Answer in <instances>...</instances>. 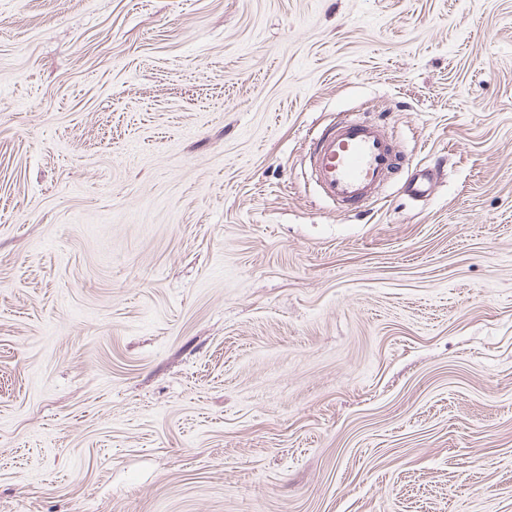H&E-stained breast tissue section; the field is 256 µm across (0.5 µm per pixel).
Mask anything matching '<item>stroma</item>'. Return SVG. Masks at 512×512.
I'll use <instances>...</instances> for the list:
<instances>
[{
	"mask_svg": "<svg viewBox=\"0 0 512 512\" xmlns=\"http://www.w3.org/2000/svg\"><path fill=\"white\" fill-rule=\"evenodd\" d=\"M0 512H512V0H0ZM310 174L334 204L360 211L377 198L400 160L380 125L351 114L311 138Z\"/></svg>",
	"mask_w": 512,
	"mask_h": 512,
	"instance_id": "35a3bbf8",
	"label": "stroma"
}]
</instances>
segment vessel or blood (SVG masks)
I'll use <instances>...</instances> for the list:
<instances>
[{"label": "vessel or blood", "instance_id": "vessel-or-blood-1", "mask_svg": "<svg viewBox=\"0 0 512 512\" xmlns=\"http://www.w3.org/2000/svg\"><path fill=\"white\" fill-rule=\"evenodd\" d=\"M400 160L395 142L380 125L348 115L314 135L310 174L323 195L358 211L375 200Z\"/></svg>", "mask_w": 512, "mask_h": 512}]
</instances>
